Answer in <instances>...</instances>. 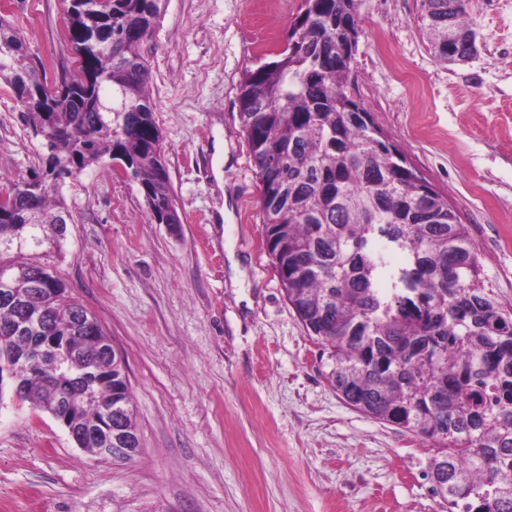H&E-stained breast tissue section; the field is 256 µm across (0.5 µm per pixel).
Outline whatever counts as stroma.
Here are the masks:
<instances>
[{"label": "stroma", "instance_id": "stroma-1", "mask_svg": "<svg viewBox=\"0 0 512 512\" xmlns=\"http://www.w3.org/2000/svg\"><path fill=\"white\" fill-rule=\"evenodd\" d=\"M301 0H164L142 52L181 217L151 222L107 165L66 194L75 222L40 263L127 363L143 455L77 447L0 398V512H446L419 436L347 405L270 263L238 112L246 70L286 41ZM68 0H0L48 84L76 70ZM478 53L434 58L421 0H357L350 91L466 224L482 280L512 303V0H468ZM41 163L0 81V187Z\"/></svg>", "mask_w": 512, "mask_h": 512}]
</instances>
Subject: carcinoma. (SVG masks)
<instances>
[{"instance_id":"obj_1","label":"carcinoma","mask_w":512,"mask_h":512,"mask_svg":"<svg viewBox=\"0 0 512 512\" xmlns=\"http://www.w3.org/2000/svg\"><path fill=\"white\" fill-rule=\"evenodd\" d=\"M162 0H70L66 38L80 71L50 88L42 63L0 15V80L25 109L42 169L0 209V290L42 284L35 333H11L21 313L0 303V360L21 366V400L55 412L60 382H89L76 418L104 421L112 395L132 408L126 362L97 366L103 328L79 358L37 336H63L81 304L46 268L16 256L61 253L64 189L112 158L128 164L148 215L180 216L141 46ZM437 58L457 63L474 22L467 0H422ZM356 0H301L286 46L244 72L239 114L260 182L265 246L288 303L327 351L328 382L351 407L436 449L427 476L448 512H512V304L483 286L469 231L348 93ZM403 262H391L393 254Z\"/></svg>"}]
</instances>
